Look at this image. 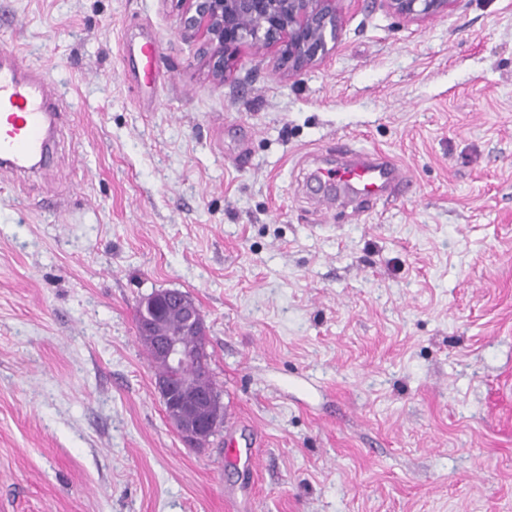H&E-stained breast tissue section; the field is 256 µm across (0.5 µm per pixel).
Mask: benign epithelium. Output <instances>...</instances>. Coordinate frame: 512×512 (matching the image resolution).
<instances>
[{
  "instance_id": "benign-epithelium-1",
  "label": "benign epithelium",
  "mask_w": 512,
  "mask_h": 512,
  "mask_svg": "<svg viewBox=\"0 0 512 512\" xmlns=\"http://www.w3.org/2000/svg\"><path fill=\"white\" fill-rule=\"evenodd\" d=\"M181 13L180 35L198 43L199 55L212 77L224 79L241 47H274L294 71L314 65L336 41L340 0H176ZM393 14L410 19L427 18L448 12L460 0H382ZM180 312L185 331L206 337L204 316L187 293L174 289L153 292L140 301L138 337L151 345L170 373L156 376V389L165 414L180 439L190 448H204L224 416L217 390L197 392L190 397H174L181 384L189 381L183 373L208 371L206 345L193 352L185 350L176 336L164 329L169 309Z\"/></svg>"
}]
</instances>
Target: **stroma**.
Segmentation results:
<instances>
[{"instance_id":"stroma-1","label":"stroma","mask_w":512,"mask_h":512,"mask_svg":"<svg viewBox=\"0 0 512 512\" xmlns=\"http://www.w3.org/2000/svg\"><path fill=\"white\" fill-rule=\"evenodd\" d=\"M340 7L314 67L246 46L217 82L175 0H0L72 110L0 177V512H512V0ZM344 145L412 194L320 202ZM161 289L206 320L205 448L137 339ZM393 14L410 19L448 13L460 0H381ZM159 44L150 34H140V38H130L125 45V52L130 58L137 60V70L134 77L141 83L147 95V101L152 98V90L158 78L155 67L159 53Z\"/></svg>"}]
</instances>
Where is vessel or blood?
Returning <instances> with one entry per match:
<instances>
[{
    "instance_id": "b4317fda",
    "label": "vessel or blood",
    "mask_w": 512,
    "mask_h": 512,
    "mask_svg": "<svg viewBox=\"0 0 512 512\" xmlns=\"http://www.w3.org/2000/svg\"><path fill=\"white\" fill-rule=\"evenodd\" d=\"M125 51L137 62L134 73L145 92L158 78L157 40L149 34L127 40ZM66 100L47 71L23 63L10 50L0 51V173H24L44 160L46 146L62 120ZM323 197L343 190L362 200H380L409 182L403 169L381 151L356 153L333 170L315 176Z\"/></svg>"
}]
</instances>
